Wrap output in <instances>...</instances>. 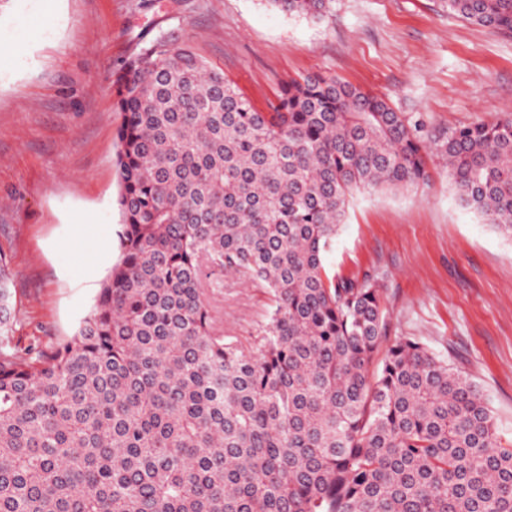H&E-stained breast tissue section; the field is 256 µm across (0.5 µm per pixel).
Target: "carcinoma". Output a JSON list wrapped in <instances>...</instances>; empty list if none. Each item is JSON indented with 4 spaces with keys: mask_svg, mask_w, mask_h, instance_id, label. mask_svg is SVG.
<instances>
[{
    "mask_svg": "<svg viewBox=\"0 0 512 512\" xmlns=\"http://www.w3.org/2000/svg\"><path fill=\"white\" fill-rule=\"evenodd\" d=\"M445 5L512 33V0ZM111 90L120 259L71 339L23 353L0 321V512H512L478 385L387 340L383 275L324 265L351 192L425 182L433 151L512 238V116L432 148L384 96L319 73L263 110L165 31ZM226 276L269 296L244 341L224 335Z\"/></svg>",
    "mask_w": 512,
    "mask_h": 512,
    "instance_id": "cac0c4a2",
    "label": "carcinoma"
}]
</instances>
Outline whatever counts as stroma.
<instances>
[{"label":"stroma","instance_id":"1","mask_svg":"<svg viewBox=\"0 0 512 512\" xmlns=\"http://www.w3.org/2000/svg\"><path fill=\"white\" fill-rule=\"evenodd\" d=\"M174 27L261 107L322 72L433 135L512 111V34L444 0H334L322 19L266 0H0V259L18 348L73 336L119 259L110 75L140 36ZM430 171L404 192H354L325 266L384 271L392 335L473 380L512 445V238L461 204L441 157ZM267 308L263 289L225 278V335H251Z\"/></svg>","mask_w":512,"mask_h":512}]
</instances>
